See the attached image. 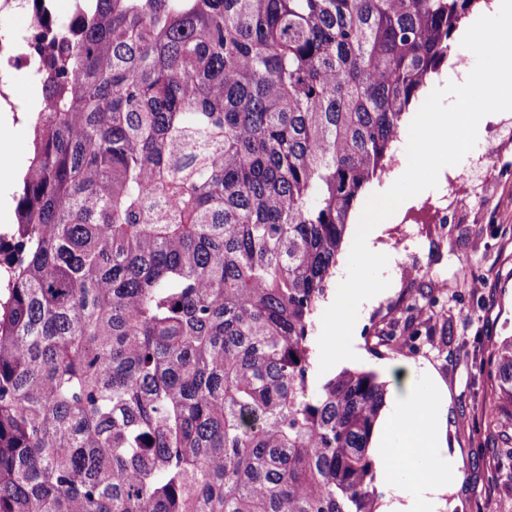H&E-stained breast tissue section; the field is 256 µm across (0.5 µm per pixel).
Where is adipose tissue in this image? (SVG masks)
I'll return each instance as SVG.
<instances>
[{
	"label": "adipose tissue",
	"instance_id": "ef3b65f1",
	"mask_svg": "<svg viewBox=\"0 0 512 512\" xmlns=\"http://www.w3.org/2000/svg\"><path fill=\"white\" fill-rule=\"evenodd\" d=\"M374 467L380 490L386 491L384 512H437L444 495L458 479L459 464L445 439V401L426 402L412 391L397 392L385 418ZM411 475L416 497L390 494L399 474Z\"/></svg>",
	"mask_w": 512,
	"mask_h": 512
}]
</instances>
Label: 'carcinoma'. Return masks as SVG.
Returning a JSON list of instances; mask_svg holds the SVG:
<instances>
[{
	"label": "carcinoma",
	"mask_w": 512,
	"mask_h": 512,
	"mask_svg": "<svg viewBox=\"0 0 512 512\" xmlns=\"http://www.w3.org/2000/svg\"><path fill=\"white\" fill-rule=\"evenodd\" d=\"M476 2L41 0L0 512H377L387 385L319 377L313 317ZM484 368L512 428V336ZM431 86H427L424 88L420 94L419 100L416 104V107L414 108L411 113L407 114L404 117L403 121V129L400 135V138L397 142L394 143L392 146L391 154L393 155V158L391 162L388 164L387 169L379 175L376 179L372 181V183L365 189V191L360 196L355 208L350 213L349 217V225L347 228L345 241L342 247V250L340 254L337 257L336 267L334 268V273L330 279L329 283V290L327 298L321 302V304L318 307V310L316 312V316L314 319V326L312 331V336H315V342L317 345L316 348V355H315V364L319 371V360H320V350L318 346V338L322 331V315L324 311L333 303L335 296H336V288L338 284L340 283V280L342 281L347 274V266H348V258L350 254V250L352 247L353 239L358 227V221L357 216L359 213L363 210L364 205L369 198V196L373 193H380L384 192L387 189H389L392 184L398 179H393V175L396 173H399L401 169L407 168L408 166V158L406 154V145L408 141V133H409V126L418 112L419 108L422 106L424 101L427 99L429 94L431 93L430 90Z\"/></svg>",
	"instance_id": "carcinoma-1"
}]
</instances>
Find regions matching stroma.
<instances>
[{
  "instance_id": "1",
  "label": "stroma",
  "mask_w": 512,
  "mask_h": 512,
  "mask_svg": "<svg viewBox=\"0 0 512 512\" xmlns=\"http://www.w3.org/2000/svg\"><path fill=\"white\" fill-rule=\"evenodd\" d=\"M0 212L13 216L10 195L31 152L26 116L38 89L17 77L0 89ZM377 242L389 263V287L362 306L355 341L363 360L337 370L371 371L389 388L403 367L429 368L448 401L446 441L462 476L440 512H512V449L489 406L493 381L480 369L496 341L512 336V111L497 113L452 175L417 195ZM484 282L472 292L461 268ZM424 305L416 349L404 355L390 333L403 329L407 302Z\"/></svg>"
}]
</instances>
